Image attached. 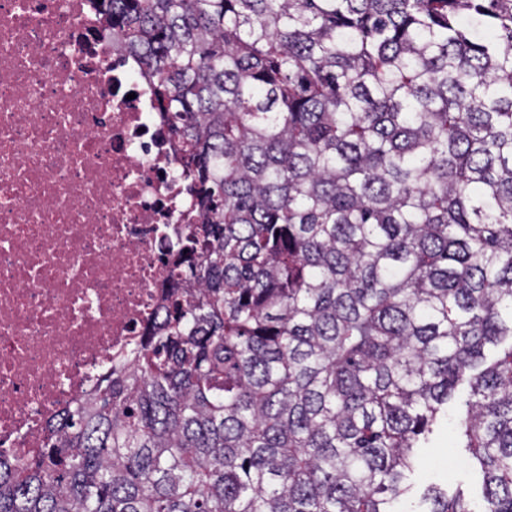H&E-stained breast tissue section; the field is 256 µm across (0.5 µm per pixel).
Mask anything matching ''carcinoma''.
Listing matches in <instances>:
<instances>
[{
	"instance_id": "cac0c4a2",
	"label": "carcinoma",
	"mask_w": 512,
	"mask_h": 512,
	"mask_svg": "<svg viewBox=\"0 0 512 512\" xmlns=\"http://www.w3.org/2000/svg\"><path fill=\"white\" fill-rule=\"evenodd\" d=\"M200 222L0 512H395L442 418L512 512V0H102Z\"/></svg>"
}]
</instances>
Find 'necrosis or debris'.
I'll list each match as a JSON object with an SVG mask.
<instances>
[{
    "mask_svg": "<svg viewBox=\"0 0 512 512\" xmlns=\"http://www.w3.org/2000/svg\"><path fill=\"white\" fill-rule=\"evenodd\" d=\"M177 156L95 0H0V450L42 447L165 304Z\"/></svg>",
    "mask_w": 512,
    "mask_h": 512,
    "instance_id": "4bbe7bcc",
    "label": "necrosis or debris"
}]
</instances>
